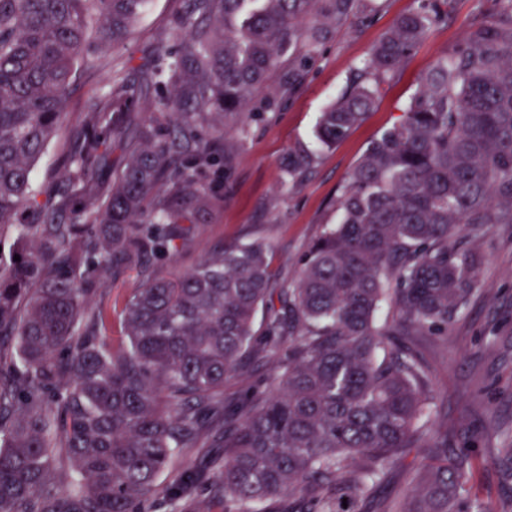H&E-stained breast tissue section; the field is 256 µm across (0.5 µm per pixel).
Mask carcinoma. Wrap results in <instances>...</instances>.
Wrapping results in <instances>:
<instances>
[{
    "mask_svg": "<svg viewBox=\"0 0 512 512\" xmlns=\"http://www.w3.org/2000/svg\"><path fill=\"white\" fill-rule=\"evenodd\" d=\"M146 0H0V224L28 246L0 273V512H148L173 475L224 493V512H345L371 497L408 448L435 438L439 463L386 512H483L465 495V452L435 430L427 366L411 331L445 336L481 255L456 247L467 226L512 224V0L486 15L418 79L400 120L367 147L343 186L340 223L311 243L299 278L273 287L265 239L223 245L182 277H153L122 310L126 345L90 306L107 278L178 251L215 203L197 181L231 171L257 88L291 90L330 29L360 0H193L170 62L144 90L172 87L141 122L114 83L71 132L62 192L40 202L32 164L58 134L79 56L133 33ZM450 0L402 16L321 113L331 147L374 107L387 77ZM126 156L112 187L96 172L112 143ZM311 153L297 146L285 174ZM282 355L267 390L224 409V381ZM224 459L183 465L218 418Z\"/></svg>",
    "mask_w": 512,
    "mask_h": 512,
    "instance_id": "1",
    "label": "carcinoma"
}]
</instances>
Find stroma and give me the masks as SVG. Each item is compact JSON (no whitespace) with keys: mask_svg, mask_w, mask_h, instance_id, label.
Listing matches in <instances>:
<instances>
[{"mask_svg":"<svg viewBox=\"0 0 512 512\" xmlns=\"http://www.w3.org/2000/svg\"><path fill=\"white\" fill-rule=\"evenodd\" d=\"M422 0H363L359 18L334 27L292 92L272 78L253 101L263 110L251 121L245 147L230 173L212 169L200 181L217 197L187 249L167 255L165 275L187 271L195 261L225 242L254 233L269 244L276 281L299 275L302 259L322 227L339 219L337 200L347 175L368 143L391 126L413 93L419 76L437 56L452 50L473 24L497 9L496 0H454L447 22L434 26L402 66L382 86L365 120L336 147L317 150L309 171L286 179L283 162L296 144H310L319 114L362 68L373 45L403 14ZM191 0H147L130 40L76 64L62 130L32 167L41 196L62 186V160L71 149L68 132L95 108L115 82L138 87L145 69L161 64L174 50L176 20ZM482 256L476 287L466 306L448 323L444 336H413L409 342L426 364L436 405V424L452 451L469 450L475 468L470 490L487 512H512V460L504 450L512 434V224H485L464 231L457 242ZM146 274L132 270L109 283L110 291L93 303L108 313L106 333L120 344L126 297L141 288ZM436 455L433 448L408 449L366 500L362 512H384L386 503L410 496L412 477Z\"/></svg>","mask_w":512,"mask_h":512,"instance_id":"1","label":"stroma"}]
</instances>
